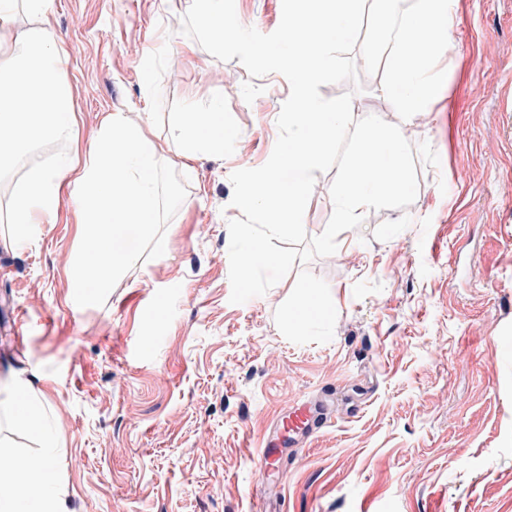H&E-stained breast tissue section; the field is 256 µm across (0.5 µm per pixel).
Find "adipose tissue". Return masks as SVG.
<instances>
[{
    "instance_id": "ef3b65f1",
    "label": "adipose tissue",
    "mask_w": 512,
    "mask_h": 512,
    "mask_svg": "<svg viewBox=\"0 0 512 512\" xmlns=\"http://www.w3.org/2000/svg\"><path fill=\"white\" fill-rule=\"evenodd\" d=\"M54 6L55 0H0V182L11 184L0 207L11 215L13 240L29 245L41 225L52 223L61 204L69 203L81 236L68 275L75 300L86 302L137 262L134 250L114 244L126 229L152 241L156 250L166 247L155 229L163 201L162 148L150 136L149 117L134 122L113 112L82 159L28 163L37 145L75 136L69 54L51 25ZM22 15L28 27H20ZM169 134L184 160L223 152L224 114L213 103L188 105L173 114ZM32 431L46 451L38 460L10 459L0 512H22L30 503L36 512H62L50 426L38 417Z\"/></svg>"
}]
</instances>
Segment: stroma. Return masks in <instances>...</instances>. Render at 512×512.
I'll use <instances>...</instances> for the list:
<instances>
[{"instance_id":"1","label":"stroma","mask_w":512,"mask_h":512,"mask_svg":"<svg viewBox=\"0 0 512 512\" xmlns=\"http://www.w3.org/2000/svg\"><path fill=\"white\" fill-rule=\"evenodd\" d=\"M235 8L268 34L282 0ZM186 11L185 0H55L78 145L107 113L151 112L162 181L180 192L164 199L165 251L125 232L118 244L139 264L85 305L70 296L69 205L21 250L0 211V455L43 454L9 403L29 383L65 512H512V0H454L441 99L413 121L439 163L416 162L414 202L368 210L340 233L342 256L295 263L242 304L229 301L228 222L241 215L230 175L269 159L289 83L163 44ZM381 81L319 91H353L354 118L399 123ZM208 99L230 134L223 156L188 172L168 120ZM334 177L316 175L308 236L332 215ZM313 290L327 315L294 334L291 308ZM315 395L335 398V419L306 447L279 449L284 478L266 487L260 439L288 401Z\"/></svg>"}]
</instances>
